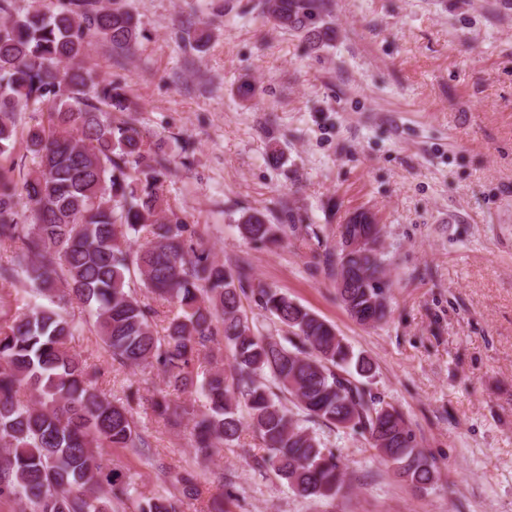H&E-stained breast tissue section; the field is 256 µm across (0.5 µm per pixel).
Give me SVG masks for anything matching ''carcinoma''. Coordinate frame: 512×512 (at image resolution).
<instances>
[{"mask_svg":"<svg viewBox=\"0 0 512 512\" xmlns=\"http://www.w3.org/2000/svg\"><path fill=\"white\" fill-rule=\"evenodd\" d=\"M279 26L315 41L330 39L322 0H265ZM0 246L13 248L0 265V282L18 277L48 303L0 295V500L23 512H115L130 500V477L112 468L101 448H147L128 403L104 395L97 371L72 353L84 323L68 315L74 300L93 321L103 348L121 366L146 364L167 392L153 403L169 423L187 410L169 392L198 391L206 411L192 418L195 457L206 461L240 437L247 424L271 467L297 495L327 498L344 485L336 454L303 427L281 397H290L308 422L359 430L370 448L417 489L437 480L404 414L358 386L350 375L370 377L374 363L356 354L335 328L287 294L251 282L245 267L233 271L200 242L185 236L186 221L163 196L171 160L137 127L125 88L99 78L85 57L97 40L122 56L141 35L140 21L123 0H67L55 10L32 6L11 13L0 0ZM47 106L44 123L21 127L18 114ZM121 115L112 119V113ZM37 168L14 181L27 156ZM237 229L260 244L278 242L282 227L260 211L244 214ZM338 297L360 324L387 315L375 282L386 279L383 254L350 260ZM175 304L164 334L159 313L131 289L132 277ZM257 297L300 345L264 336L250 324L242 298ZM233 364L201 369L220 346ZM36 394L32 404L16 394ZM172 485L199 491L203 473L183 468ZM233 483L209 499L207 512H228ZM137 512H183L169 492L138 503Z\"/></svg>","mask_w":512,"mask_h":512,"instance_id":"1","label":"carcinoma"}]
</instances>
